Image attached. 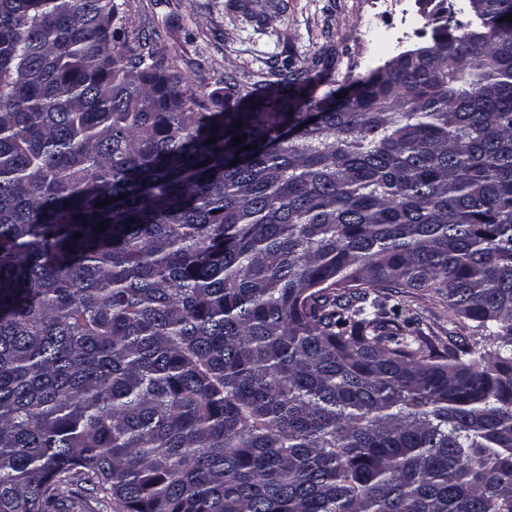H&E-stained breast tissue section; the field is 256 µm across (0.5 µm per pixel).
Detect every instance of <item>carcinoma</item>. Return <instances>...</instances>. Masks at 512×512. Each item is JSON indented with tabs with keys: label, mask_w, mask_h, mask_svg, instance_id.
<instances>
[{
	"label": "carcinoma",
	"mask_w": 512,
	"mask_h": 512,
	"mask_svg": "<svg viewBox=\"0 0 512 512\" xmlns=\"http://www.w3.org/2000/svg\"><path fill=\"white\" fill-rule=\"evenodd\" d=\"M479 2L481 43L439 0L351 99L290 61L201 112L115 0H0V512H512V0ZM409 289L472 336L408 335Z\"/></svg>",
	"instance_id": "1"
}]
</instances>
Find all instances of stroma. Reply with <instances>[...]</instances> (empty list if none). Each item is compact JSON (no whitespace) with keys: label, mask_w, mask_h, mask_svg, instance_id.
<instances>
[{"label":"stroma","mask_w":512,"mask_h":512,"mask_svg":"<svg viewBox=\"0 0 512 512\" xmlns=\"http://www.w3.org/2000/svg\"><path fill=\"white\" fill-rule=\"evenodd\" d=\"M116 26L129 44L148 49L172 70L224 93L228 76L270 78L285 61L309 65L328 56L346 88L401 52L431 45L434 23L421 0H119ZM413 335L445 346L468 335L428 291L400 301Z\"/></svg>","instance_id":"obj_1"}]
</instances>
